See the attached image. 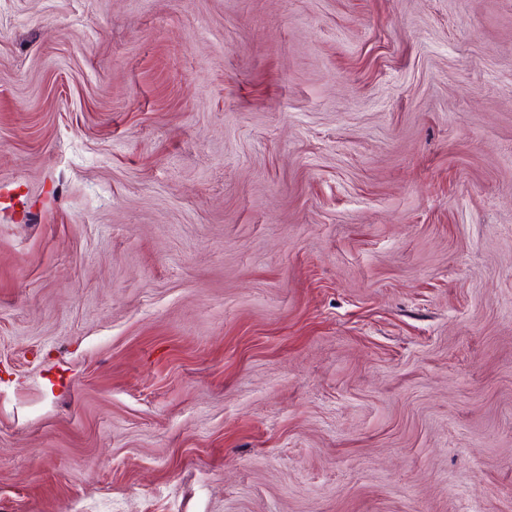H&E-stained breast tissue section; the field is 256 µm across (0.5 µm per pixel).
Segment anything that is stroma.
Returning a JSON list of instances; mask_svg holds the SVG:
<instances>
[{
	"label": "stroma",
	"instance_id": "35a3bbf8",
	"mask_svg": "<svg viewBox=\"0 0 512 512\" xmlns=\"http://www.w3.org/2000/svg\"><path fill=\"white\" fill-rule=\"evenodd\" d=\"M0 512H512V0H0Z\"/></svg>",
	"mask_w": 512,
	"mask_h": 512
}]
</instances>
